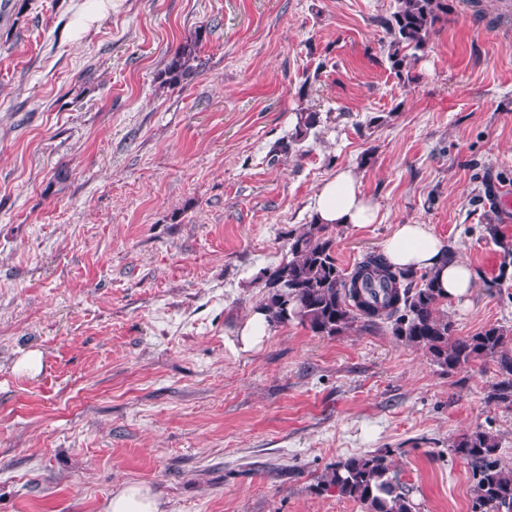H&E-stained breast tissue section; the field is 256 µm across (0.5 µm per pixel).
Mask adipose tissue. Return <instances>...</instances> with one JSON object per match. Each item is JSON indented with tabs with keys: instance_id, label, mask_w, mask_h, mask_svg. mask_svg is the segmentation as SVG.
Segmentation results:
<instances>
[{
	"instance_id": "1",
	"label": "adipose tissue",
	"mask_w": 512,
	"mask_h": 512,
	"mask_svg": "<svg viewBox=\"0 0 512 512\" xmlns=\"http://www.w3.org/2000/svg\"><path fill=\"white\" fill-rule=\"evenodd\" d=\"M314 220L320 224L361 228L376 223L380 208L359 190L351 169H344L320 185L312 199ZM381 255L395 268L434 273L449 298L468 295L475 286V273L462 259L449 255L448 243L425 224H398L383 240ZM105 512H162L156 492L130 484L109 499Z\"/></svg>"
}]
</instances>
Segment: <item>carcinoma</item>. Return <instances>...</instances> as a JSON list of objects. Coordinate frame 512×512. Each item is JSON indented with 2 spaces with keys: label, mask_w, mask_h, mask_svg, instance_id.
<instances>
[{
  "label": "carcinoma",
  "mask_w": 512,
  "mask_h": 512,
  "mask_svg": "<svg viewBox=\"0 0 512 512\" xmlns=\"http://www.w3.org/2000/svg\"><path fill=\"white\" fill-rule=\"evenodd\" d=\"M447 16L448 0H395L385 28L396 74L408 67L409 57L427 49ZM202 42L200 29L179 46L158 75L161 87H176L200 72ZM317 123L318 113H300L295 135L272 152H289ZM335 248L329 225L314 221L291 238L288 257L263 280L265 293L257 310L270 325L296 320L317 335L338 336L356 323L364 329L389 324L397 339L425 350L445 372L462 371L478 361L493 367L497 382L489 400L512 405V336L497 325L456 336L442 310L448 298L437 288L435 275L394 269L376 253L365 255L346 273L337 264ZM497 450L496 438L480 430L453 443L452 452L476 469L470 512H512V465ZM316 487L360 503L365 512H417L409 489L391 475L384 454L338 460L318 477Z\"/></svg>",
  "instance_id": "obj_1"
}]
</instances>
